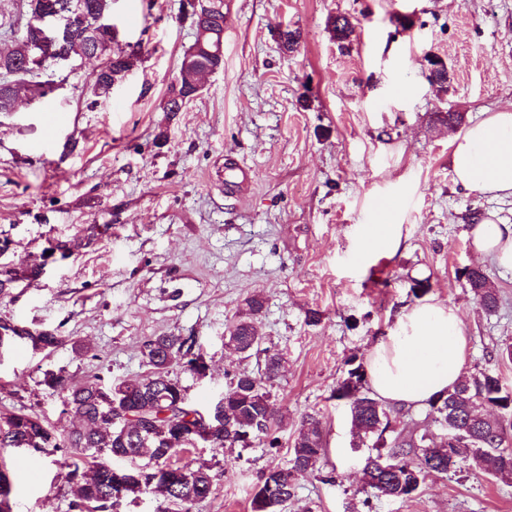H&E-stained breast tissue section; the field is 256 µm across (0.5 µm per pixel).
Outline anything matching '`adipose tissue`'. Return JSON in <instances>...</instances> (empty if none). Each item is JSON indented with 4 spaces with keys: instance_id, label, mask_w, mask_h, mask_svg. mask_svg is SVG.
Wrapping results in <instances>:
<instances>
[{
    "instance_id": "1",
    "label": "adipose tissue",
    "mask_w": 512,
    "mask_h": 512,
    "mask_svg": "<svg viewBox=\"0 0 512 512\" xmlns=\"http://www.w3.org/2000/svg\"><path fill=\"white\" fill-rule=\"evenodd\" d=\"M456 184L495 199L512 198V109L494 113L455 134ZM474 254L512 270V224L488 214L471 231ZM468 342L455 308L435 300L412 305L372 345L367 378L373 394L396 407H413L451 389L462 376Z\"/></svg>"
}]
</instances>
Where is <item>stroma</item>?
<instances>
[{
	"mask_svg": "<svg viewBox=\"0 0 512 512\" xmlns=\"http://www.w3.org/2000/svg\"><path fill=\"white\" fill-rule=\"evenodd\" d=\"M338 15L354 24L344 42L328 29ZM112 22L120 43L140 48L120 90L93 100L97 61L51 64L53 94L0 112V264L42 270L0 293V322L60 338L46 351L20 342L0 353V410L47 417L65 433L76 418L45 371L138 380L149 372L143 341L170 332L194 337L209 365L203 378L173 367L207 409L228 373L263 362L225 346L257 296L265 344L285 360L272 387L281 446L181 454L179 463L211 468L213 493L198 512H251L261 472L287 464L310 413L326 456L299 476L287 512H512V479L465 461L409 499L365 493V453L351 448L349 406L334 396L347 360L366 363L423 280L459 314L467 373L512 388V361L497 354L512 344V270L478 261L470 236L475 212L512 224V199L455 184L459 128L438 118L456 112L469 124L512 106V0H230L224 66L180 112L162 103L194 39L182 0H112ZM279 25L300 31L297 51L281 48ZM429 53L448 67L447 90L427 78ZM46 112L62 117L74 149L42 142ZM231 164L253 170L247 190L225 188ZM393 197L403 247L358 259L360 228L379 223L377 202ZM476 265L498 291L495 314L462 276ZM0 460L14 512H71L74 485L51 458L7 448Z\"/></svg>",
	"mask_w": 512,
	"mask_h": 512,
	"instance_id": "obj_1",
	"label": "stroma"
}]
</instances>
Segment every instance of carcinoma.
<instances>
[{"label": "carcinoma", "mask_w": 512, "mask_h": 512, "mask_svg": "<svg viewBox=\"0 0 512 512\" xmlns=\"http://www.w3.org/2000/svg\"><path fill=\"white\" fill-rule=\"evenodd\" d=\"M72 2L79 5L80 17L70 34L59 44L45 45L43 52L60 47L72 58L88 54L104 55L105 72L95 77L94 96L108 97L112 83L121 80L132 69L137 54L120 47L117 31L102 27L97 19L112 10V0H19L18 19L24 22L23 37L6 49L14 69H0V112L8 111L22 96L43 99L53 93L54 82L39 80V74L27 68L30 44L38 37L30 19L40 11ZM211 22L195 34L194 42L184 51L177 82L164 103V111H179V102L192 100L198 92L201 76L218 64L217 51L224 39V0H210ZM337 40H347L354 24L346 16L330 21ZM41 269L24 272L5 269L0 272V292L4 284L35 281ZM464 277L483 310L493 314L499 307V296L490 277L481 268H468ZM264 310L258 297L246 300L244 307L228 326L229 339L246 356L264 353V369L259 375L249 371L232 373L224 390V429L209 447L216 452L226 448L245 450L256 445L279 447L275 436L278 409L272 400L273 381L284 367L283 356L268 347L260 348L257 322ZM28 344L35 350L55 347L59 338L49 330L28 331ZM195 346L191 336L174 332L151 336L143 342L142 355L150 372L138 383L142 388L128 389V382L108 385L98 382L76 383L63 371H46L43 384L63 395V403L85 423L81 430L73 428L63 435L39 416L19 411L0 412V448H19L53 457V463L66 471V477L87 473L71 502L73 512H90L112 504V496L121 501L136 500L153 490L167 493L164 502L173 501L181 512H196L197 506L213 492L210 468L180 465L174 458L193 447L180 441L188 417L203 418L190 401L179 396L182 384L172 377L173 365L181 362L193 370L194 359L188 354ZM346 378L336 387V398L349 400L353 448H367L363 474L366 488L377 498L406 499L423 484L427 473L446 474L457 467L460 449L468 451L470 466L502 479L512 478V389L490 372L463 377L452 393H441L427 402L426 418L447 439L453 454H441L431 447L426 433L402 435L386 432L395 420L394 409L371 395L367 388L364 366L347 361ZM138 418L152 431L148 442L129 431L121 438L112 419L127 415ZM324 456L323 425L315 414L304 417L291 447L288 465L261 474L258 486L272 485L277 494L258 500L253 496L251 512H282L294 497L298 476L319 469Z\"/></svg>", "instance_id": "cac0c4a2"}]
</instances>
